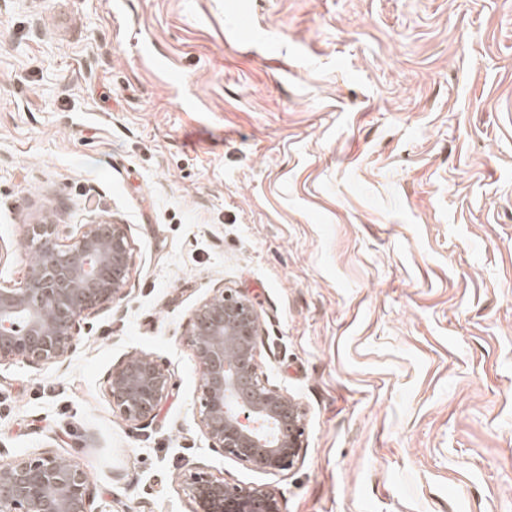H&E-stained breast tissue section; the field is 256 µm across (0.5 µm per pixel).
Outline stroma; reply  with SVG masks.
<instances>
[{
    "label": "stroma",
    "instance_id": "stroma-1",
    "mask_svg": "<svg viewBox=\"0 0 512 512\" xmlns=\"http://www.w3.org/2000/svg\"><path fill=\"white\" fill-rule=\"evenodd\" d=\"M102 219L128 296L64 363L0 364L1 457L70 460L97 512H192L196 472L281 512H512V0H0V283L35 225ZM219 287L305 413L292 469L200 427ZM135 353L174 382L142 426L107 395Z\"/></svg>",
    "mask_w": 512,
    "mask_h": 512
}]
</instances>
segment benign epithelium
Here are the masks:
<instances>
[{"mask_svg":"<svg viewBox=\"0 0 512 512\" xmlns=\"http://www.w3.org/2000/svg\"><path fill=\"white\" fill-rule=\"evenodd\" d=\"M37 260L16 284H0V363H59L77 347L91 314L124 300L131 272L127 227L111 220L84 224L68 242L51 224L33 229ZM254 304L217 288L193 310L187 333L202 377L200 426L215 450L268 472L292 469L305 437L298 404L260 378ZM172 386L165 365L149 354L113 365L107 392L128 423L152 420ZM194 512H280L263 486H239L196 473L188 483ZM0 512H96L87 473L51 451L0 462Z\"/></svg>","mask_w":512,"mask_h":512,"instance_id":"obj_1","label":"benign epithelium"}]
</instances>
